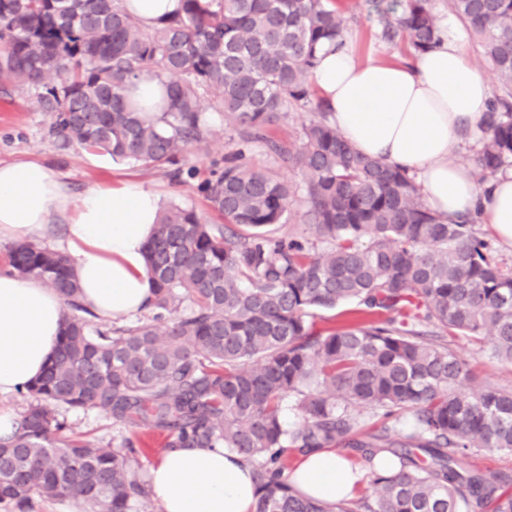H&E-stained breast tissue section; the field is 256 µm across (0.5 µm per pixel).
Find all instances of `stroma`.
I'll return each mask as SVG.
<instances>
[{"label": "stroma", "instance_id": "1", "mask_svg": "<svg viewBox=\"0 0 512 512\" xmlns=\"http://www.w3.org/2000/svg\"><path fill=\"white\" fill-rule=\"evenodd\" d=\"M349 19L348 35L357 42L362 57L406 61L411 50L403 38L385 39L381 16L373 0H343ZM34 88L9 87L0 91V162L28 158L43 162L54 170L72 197H80L87 190L124 179H137L154 190L163 205L193 207L203 221L216 223V216L197 190L199 177L207 176L212 160L222 159L233 148L221 114L211 113V135L193 146L185 159L186 166L195 168L196 178H172L166 170H144L108 155L79 147L60 149L56 139L47 133L50 118L37 111ZM448 346L466 360L472 369L475 386L488 383L512 388V364L492 358L488 352L462 337L449 338ZM65 416L74 436L93 441L99 446L113 448L124 439H132L137 448L135 465L140 476H147L150 465L162 454L161 437L149 430H133L117 424L105 412L95 409H71Z\"/></svg>", "mask_w": 512, "mask_h": 512}]
</instances>
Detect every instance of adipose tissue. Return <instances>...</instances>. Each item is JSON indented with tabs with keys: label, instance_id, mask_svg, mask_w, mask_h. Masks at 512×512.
<instances>
[{
	"label": "adipose tissue",
	"instance_id": "ef3b65f1",
	"mask_svg": "<svg viewBox=\"0 0 512 512\" xmlns=\"http://www.w3.org/2000/svg\"><path fill=\"white\" fill-rule=\"evenodd\" d=\"M329 119L362 155L417 176L428 206L453 217L473 213L512 245V173L478 182L454 162L460 144L482 137L491 88L473 68L455 18L439 44L406 62L360 60L352 38L325 45L311 77ZM162 209L159 195L125 179L72 200L50 168L34 160L0 163V240L43 235L61 223L58 247L72 263L86 308L123 322L154 297L145 253ZM60 297L41 281L0 273V396L25 388L54 353L64 326ZM162 512H256L252 466L222 448L164 452L149 476ZM288 481L322 501L352 499L362 474L332 449L303 455Z\"/></svg>",
	"mask_w": 512,
	"mask_h": 512
}]
</instances>
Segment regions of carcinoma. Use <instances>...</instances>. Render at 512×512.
<instances>
[{"mask_svg": "<svg viewBox=\"0 0 512 512\" xmlns=\"http://www.w3.org/2000/svg\"><path fill=\"white\" fill-rule=\"evenodd\" d=\"M448 9L496 72L474 159L483 182L512 168V0H448ZM381 13L384 35H402L415 53L439 41L430 0ZM346 34L332 0H184L181 15L150 30L121 0H0V83L38 89L36 109L61 148L192 177L186 154L211 133L203 93L238 136L197 185L224 223L206 224L192 207L162 212L146 254L154 299L134 324L90 319L68 255L10 247L13 272L58 294L65 326L13 436L0 439L3 512H23L34 495L143 512L134 442L77 439L63 408L159 432L166 449L241 455L254 466L256 512H473L493 496L497 477L468 459L512 453V390H465L471 371L444 340L467 337L512 363V269L473 217L436 214L415 177L359 154L313 101L319 49ZM142 77L166 89L157 122L130 103ZM298 109L315 113L299 144L266 137L273 118ZM255 142L301 181L251 165ZM299 194L313 242L273 232ZM346 302L371 320L315 329L314 312ZM362 408L388 424L361 432ZM336 443L371 464L372 496L327 502L288 483V450ZM493 512H512V494L495 497Z\"/></svg>", "mask_w": 512, "mask_h": 512, "instance_id": "carcinoma-1", "label": "carcinoma"}]
</instances>
